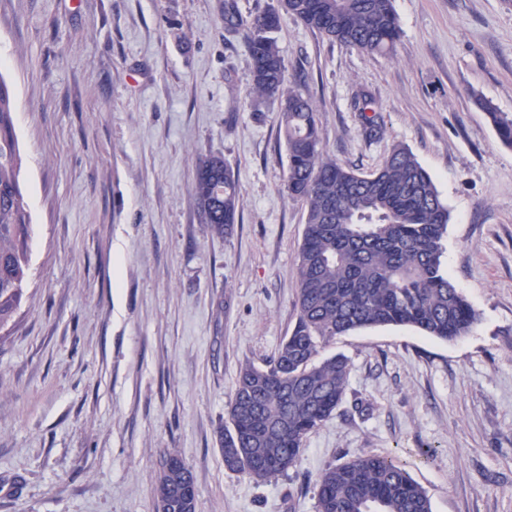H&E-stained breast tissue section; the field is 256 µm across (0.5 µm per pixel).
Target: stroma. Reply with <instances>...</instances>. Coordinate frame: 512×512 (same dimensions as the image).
Masks as SVG:
<instances>
[{"label": "stroma", "instance_id": "35a3bbf8", "mask_svg": "<svg viewBox=\"0 0 512 512\" xmlns=\"http://www.w3.org/2000/svg\"><path fill=\"white\" fill-rule=\"evenodd\" d=\"M393 8L390 54L289 15L276 38L327 155L367 174L402 145L429 172L478 321L448 342L386 326L323 344L350 360L344 401L261 482L225 468L219 431L240 368L296 322L307 210L224 0H0L33 224L26 298L0 332V512H155L170 453L196 512H316L321 472L360 454L404 464L433 512H512V148L482 108L512 115V0ZM212 154L240 189L225 236L191 190Z\"/></svg>", "mask_w": 512, "mask_h": 512}]
</instances>
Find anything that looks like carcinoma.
Segmentation results:
<instances>
[{
    "mask_svg": "<svg viewBox=\"0 0 512 512\" xmlns=\"http://www.w3.org/2000/svg\"><path fill=\"white\" fill-rule=\"evenodd\" d=\"M284 14L368 53H390L400 37L392 0H276L250 17L237 0H224V30L248 50L254 108L277 104L288 196L307 207L296 324L268 365L241 368L220 432L225 467L257 481L291 468L307 436L345 397L349 360L342 354L316 360L323 343L391 325L453 341L478 321L443 268L448 207L414 154L396 146L379 169L362 174L324 152L316 105L298 84H287L275 37ZM481 106L500 141L512 147V115ZM20 176L13 97L0 80V330L15 322L28 281L31 215ZM192 192L203 223L227 234L240 190L224 156L197 163ZM167 461L157 476V504L165 512H196L192 472L176 454ZM317 512H432V505L399 462L359 455L322 472Z\"/></svg>",
    "mask_w": 512,
    "mask_h": 512,
    "instance_id": "obj_1",
    "label": "carcinoma"
}]
</instances>
